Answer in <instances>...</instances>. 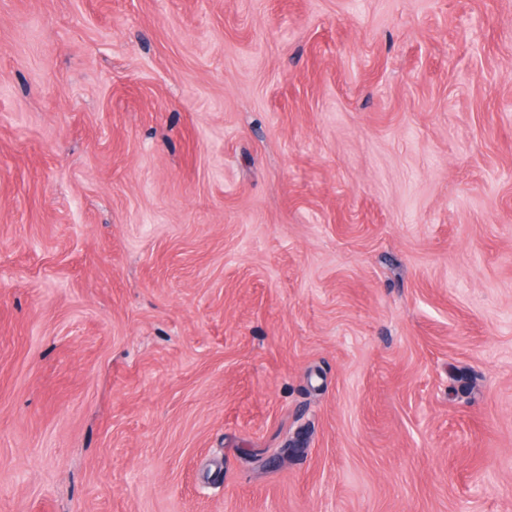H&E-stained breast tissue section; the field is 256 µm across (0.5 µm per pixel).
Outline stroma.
<instances>
[{"mask_svg": "<svg viewBox=\"0 0 512 512\" xmlns=\"http://www.w3.org/2000/svg\"><path fill=\"white\" fill-rule=\"evenodd\" d=\"M0 512H512V0H0Z\"/></svg>", "mask_w": 512, "mask_h": 512, "instance_id": "obj_1", "label": "stroma"}]
</instances>
